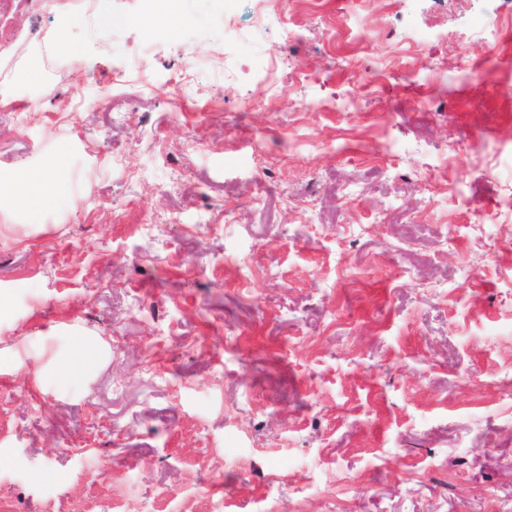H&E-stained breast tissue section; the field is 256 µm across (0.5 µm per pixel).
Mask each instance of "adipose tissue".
<instances>
[{
	"mask_svg": "<svg viewBox=\"0 0 512 512\" xmlns=\"http://www.w3.org/2000/svg\"><path fill=\"white\" fill-rule=\"evenodd\" d=\"M70 156V148L61 145L36 161L1 168L0 195L7 197L10 206L20 207L33 217L58 202L78 209L80 200L70 192L67 178ZM68 333L72 343L66 351L46 360L28 357L18 350L0 353V367L24 371L37 382L49 368L65 377L90 378L109 361L110 349L97 333L82 327H69Z\"/></svg>",
	"mask_w": 512,
	"mask_h": 512,
	"instance_id": "1",
	"label": "adipose tissue"
}]
</instances>
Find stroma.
Here are the masks:
<instances>
[{"mask_svg":"<svg viewBox=\"0 0 512 512\" xmlns=\"http://www.w3.org/2000/svg\"><path fill=\"white\" fill-rule=\"evenodd\" d=\"M486 6L512 23V0H181L154 31L144 0H99L118 38L76 22L55 93L0 106V167L69 144L81 197L0 212V350H65L75 324L112 359L0 371V502L512 512V52L468 28ZM57 19L0 0V52ZM195 52L214 65L172 85Z\"/></svg>","mask_w":512,"mask_h":512,"instance_id":"obj_1","label":"stroma"}]
</instances>
